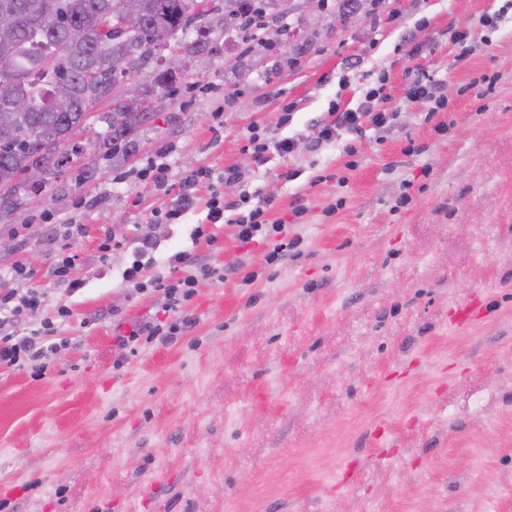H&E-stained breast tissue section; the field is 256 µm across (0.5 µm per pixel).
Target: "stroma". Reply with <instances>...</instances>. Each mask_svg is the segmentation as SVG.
<instances>
[{
    "label": "stroma",
    "mask_w": 512,
    "mask_h": 512,
    "mask_svg": "<svg viewBox=\"0 0 512 512\" xmlns=\"http://www.w3.org/2000/svg\"><path fill=\"white\" fill-rule=\"evenodd\" d=\"M286 2L267 30L290 37L266 53L210 29L215 53L127 156L98 150L110 104L92 107L80 158L0 223V270L27 267L45 296L25 333L57 327L45 362L0 369V512H512V22L461 63L451 30L497 0H365L343 18L336 0ZM416 68L447 111L408 99ZM484 74L498 81L483 94ZM382 83L389 132L313 147L316 118ZM253 130L293 137V153L257 163ZM151 159L173 183L238 167L225 201L259 192L300 256L271 267L268 245L240 247L207 222L203 188L179 223H157L170 199L139 174ZM145 237L157 257L243 261L258 279L201 283L176 343L119 350L163 303L123 278ZM64 252L86 281L73 294L52 274ZM471 305L478 318L454 325Z\"/></svg>",
    "instance_id": "1"
}]
</instances>
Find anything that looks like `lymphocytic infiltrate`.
<instances>
[{
  "label": "lymphocytic infiltrate",
  "mask_w": 512,
  "mask_h": 512,
  "mask_svg": "<svg viewBox=\"0 0 512 512\" xmlns=\"http://www.w3.org/2000/svg\"><path fill=\"white\" fill-rule=\"evenodd\" d=\"M388 95L383 87L366 91L357 107L349 109L332 108L326 117L317 120L319 129L318 143L336 141L343 134H362L365 125L386 131L392 126L394 114L386 107ZM243 180L241 171L235 166L225 167L222 174H214L207 168H199L185 174L180 192L172 200L168 210L162 213V220L171 222L180 219L183 213L194 205L198 187H207L210 198L207 202V219L210 223L220 224L224 221V195L220 188L224 185L238 184ZM249 195H241L239 202L245 207L234 220L236 241L247 245L253 242L270 243L267 255L268 263L280 262L288 257L294 244L286 238L287 225L270 224L264 218L262 206H250ZM169 274H156L150 279H143L142 272L146 265L142 260L135 261L125 271L127 281L140 283L147 281L154 290L162 292L164 303L163 319L145 324L133 325L128 333L117 336L116 345L121 349H136L141 342L161 339L165 342L176 341L181 336L187 322L177 318L176 313L183 301L189 300L196 292L198 284L205 280L223 281L225 269L216 267L205 258L177 251L165 260ZM43 304V295L39 290L32 289L18 292L17 289L0 291V367H19L28 360L45 358L47 350L43 339L52 335V327H44L32 335L21 336L17 333L18 326L27 315L38 310Z\"/></svg>",
  "instance_id": "1"
}]
</instances>
